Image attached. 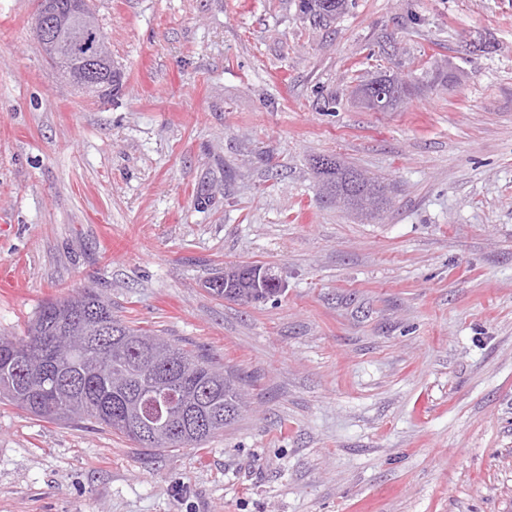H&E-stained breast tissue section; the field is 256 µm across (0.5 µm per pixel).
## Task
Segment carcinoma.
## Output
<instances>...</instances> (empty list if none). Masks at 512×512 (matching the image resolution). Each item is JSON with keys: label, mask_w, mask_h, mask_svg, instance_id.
I'll return each instance as SVG.
<instances>
[{"label": "carcinoma", "mask_w": 512, "mask_h": 512, "mask_svg": "<svg viewBox=\"0 0 512 512\" xmlns=\"http://www.w3.org/2000/svg\"><path fill=\"white\" fill-rule=\"evenodd\" d=\"M346 0H301L304 13L334 18L345 10ZM123 88V71L115 67L112 83L90 94L102 105L112 102ZM323 193L347 207L363 199L380 207L387 204V185L368 178L333 156L316 159ZM215 295L243 304L255 301L241 288H224L215 282ZM169 351L178 359V375L190 389L215 387L210 410L231 413L220 426L195 438L176 435L163 442L143 444L115 422L125 414L126 395L112 388L110 376L125 369L137 382L154 374V354ZM242 378L214 361L204 360L175 342L129 324L112 313V303L99 293L85 291L55 298L41 305L22 336H0V400L50 421H90L119 433L139 447L159 450L195 448L224 432L239 417Z\"/></svg>", "instance_id": "carcinoma-1"}]
</instances>
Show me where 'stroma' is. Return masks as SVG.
Returning a JSON list of instances; mask_svg holds the SVG:
<instances>
[{
    "label": "stroma",
    "instance_id": "obj_1",
    "mask_svg": "<svg viewBox=\"0 0 512 512\" xmlns=\"http://www.w3.org/2000/svg\"><path fill=\"white\" fill-rule=\"evenodd\" d=\"M94 3L106 106L0 0V335L95 290L246 407L153 451L0 402V512H512V0ZM380 72L419 89L366 111ZM322 155L389 183L380 217L323 196ZM243 263L283 291L210 293ZM347 0H301L303 13L315 18H335L339 9L341 13L346 9Z\"/></svg>",
    "mask_w": 512,
    "mask_h": 512
}]
</instances>
